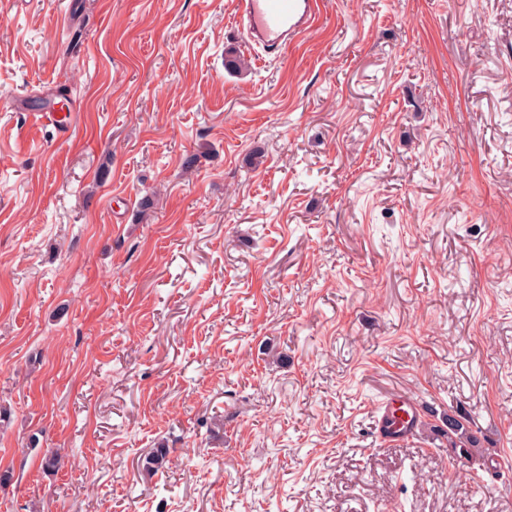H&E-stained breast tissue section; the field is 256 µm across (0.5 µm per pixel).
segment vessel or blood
Masks as SVG:
<instances>
[{"instance_id":"b4317fda","label":"vessel or blood","mask_w":512,"mask_h":512,"mask_svg":"<svg viewBox=\"0 0 512 512\" xmlns=\"http://www.w3.org/2000/svg\"><path fill=\"white\" fill-rule=\"evenodd\" d=\"M239 24L248 45L284 54L311 28L321 13V0H237ZM424 423L419 405L411 399L381 408L378 437L395 441L411 436Z\"/></svg>"}]
</instances>
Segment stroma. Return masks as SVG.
<instances>
[{
	"label": "stroma",
	"mask_w": 512,
	"mask_h": 512,
	"mask_svg": "<svg viewBox=\"0 0 512 512\" xmlns=\"http://www.w3.org/2000/svg\"><path fill=\"white\" fill-rule=\"evenodd\" d=\"M235 2L0 0V512H512V0ZM321 0H238L239 25L249 46L284 54L311 28L321 13ZM378 411L382 413L378 437L383 442L409 437L424 423L420 407L412 399H405L398 405L393 402L380 405Z\"/></svg>",
	"instance_id": "obj_1"
}]
</instances>
